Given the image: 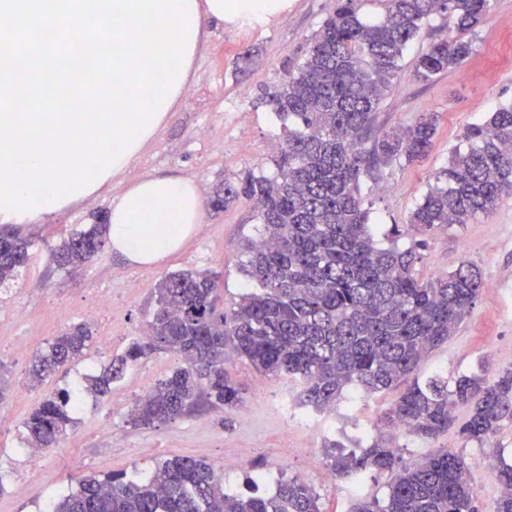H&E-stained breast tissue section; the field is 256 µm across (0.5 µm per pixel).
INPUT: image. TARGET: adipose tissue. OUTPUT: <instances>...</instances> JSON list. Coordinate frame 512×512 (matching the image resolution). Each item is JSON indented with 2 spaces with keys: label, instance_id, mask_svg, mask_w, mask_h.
<instances>
[{
  "label": "adipose tissue",
  "instance_id": "obj_1",
  "mask_svg": "<svg viewBox=\"0 0 512 512\" xmlns=\"http://www.w3.org/2000/svg\"><path fill=\"white\" fill-rule=\"evenodd\" d=\"M195 27L216 21L253 25L270 21L288 0H194ZM204 207L194 181L147 175L112 200L108 238L113 252L137 265H151L181 248L197 229Z\"/></svg>",
  "mask_w": 512,
  "mask_h": 512
}]
</instances>
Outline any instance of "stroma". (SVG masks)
<instances>
[{
  "label": "stroma",
  "instance_id": "35a3bbf8",
  "mask_svg": "<svg viewBox=\"0 0 512 512\" xmlns=\"http://www.w3.org/2000/svg\"><path fill=\"white\" fill-rule=\"evenodd\" d=\"M333 7L334 0H288L284 13L261 26L208 23L184 95L129 167L101 194L47 222L24 225L32 241L29 263L15 282L0 287V363L9 382L0 401V512H44L55 499L77 490L82 478L147 473L175 456L203 458L219 468L225 457L244 458L245 468L225 471L224 487L233 491L246 490L257 473L275 480L300 478L317 493L321 512H347L357 500L385 497L390 474L370 473L354 489L342 478L326 481L311 460L323 458L332 440L357 451L377 439L378 418L395 393L369 396L347 389L336 406L317 412L315 422L304 428L288 418V405L298 402L297 383L259 372L243 358H230L227 364L242 389V402L231 411L208 409L148 429L129 425L132 403L181 363L176 354L159 351L131 366L106 397L83 396L60 447L43 451L38 460L28 455L23 427L45 397L59 388L80 389L86 377L98 374L143 336L155 309V288L165 275L213 271L217 304L224 308L248 292L251 283L241 271L239 248L243 240L258 236L260 225L252 203L243 198L220 210L205 206L195 233L156 265L128 263L107 245L90 262L67 272L55 264L51 248L94 223L112 199L147 174L194 180L207 198L227 179L236 181L250 172L274 176V157L285 132L260 99L303 61ZM443 24L439 16L424 24L376 117L381 130L391 131L418 113H434L433 145L421 160L391 162L376 179L364 180L360 197L378 246L420 243L418 277L435 278L464 262L477 269L481 290L471 313L422 365L424 373L453 378L483 365L495 374L512 369V196L474 223L427 236L409 219L453 151L466 147L467 129L512 102V44L504 41L512 33V0H492L489 15L471 35L474 49L463 64L418 82L414 62ZM104 291L112 295L110 309L88 321V310ZM62 308L67 311L63 317L58 314ZM83 322L92 332L84 357L51 374L42 386L29 387L33 356L64 328ZM396 443L408 458L441 448L461 452L479 512H493L500 487L491 474L492 449L498 446L512 455V421L502 422L483 446L465 442L453 429L435 440L408 434Z\"/></svg>",
  "mask_w": 512,
  "mask_h": 512
}]
</instances>
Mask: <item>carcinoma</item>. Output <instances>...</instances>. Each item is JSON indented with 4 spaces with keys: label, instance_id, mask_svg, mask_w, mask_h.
<instances>
[{
    "label": "carcinoma",
    "instance_id": "1",
    "mask_svg": "<svg viewBox=\"0 0 512 512\" xmlns=\"http://www.w3.org/2000/svg\"><path fill=\"white\" fill-rule=\"evenodd\" d=\"M363 2L336 0L304 60L267 94L265 103L281 120L298 124L274 159L276 174L226 181L211 200L215 209L241 197L252 202L264 233L241 244L242 271L260 292L224 310L216 303L214 272L168 274L158 284L146 338L86 379V393L103 397L129 365L162 350L182 357L184 366L133 402L127 413L133 427L205 406L236 408L242 392L225 368L231 354L268 375L296 380L301 404L315 410L336 403L348 386L368 395L399 388L383 425L405 424L422 439L455 428L465 441L483 445L512 419V370L490 378L484 367L452 384L439 374L420 376L425 358L448 342L475 305L477 271L461 264L435 279L418 278L419 244L376 246L360 200L362 175L422 158L436 133L435 116L425 112L398 130L372 135L380 100L423 23L433 15L448 18V32L415 63L416 79L430 82L473 53L462 35L487 16L492 0H378L383 12L371 21L361 17ZM465 139L466 151L454 153L411 214L422 234L469 224L512 195V104L469 127ZM107 230L92 224L72 233L55 248L57 266L70 270L88 261ZM30 247L19 229L0 231V286L17 277ZM91 341L85 325L67 327L33 357L29 385L80 358ZM77 400L67 390L47 397L24 421L28 442L59 447L74 426ZM459 407L467 409L461 423ZM341 447L330 442L326 457L342 477L394 473L383 501H358L351 512H477L467 463L457 452L406 462L381 439L358 453ZM492 475L502 488L494 512H512V462L501 452ZM250 482L248 493L229 494L211 463L173 457L142 477L86 478L50 512H320L318 495L299 478L279 479L271 493L259 492L257 479Z\"/></svg>",
    "mask_w": 512,
    "mask_h": 512
}]
</instances>
